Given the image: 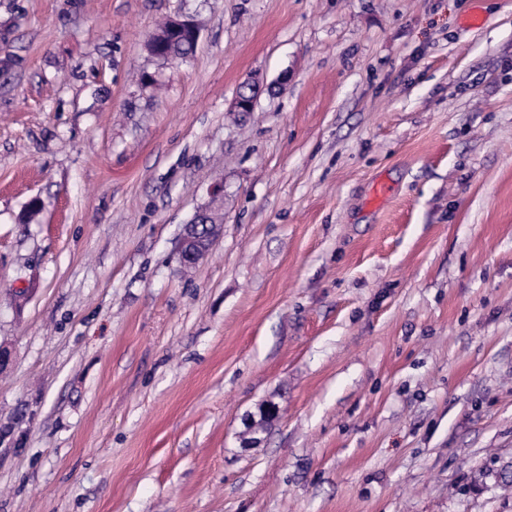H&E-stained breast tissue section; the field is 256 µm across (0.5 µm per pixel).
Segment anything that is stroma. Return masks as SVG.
<instances>
[{
  "label": "stroma",
  "instance_id": "1",
  "mask_svg": "<svg viewBox=\"0 0 512 512\" xmlns=\"http://www.w3.org/2000/svg\"><path fill=\"white\" fill-rule=\"evenodd\" d=\"M0 346V512H512V0H0ZM169 33L174 35L173 38L168 36L167 45L164 51L166 59H185L195 51L198 45L201 29H198L191 16L188 15H176L170 19ZM184 38L186 40H183ZM220 218L206 208L200 209L190 224H186L179 246L178 258L181 265H196L208 254L210 247L198 244L200 234L211 225L217 226ZM203 227V229H200Z\"/></svg>",
  "mask_w": 512,
  "mask_h": 512
}]
</instances>
